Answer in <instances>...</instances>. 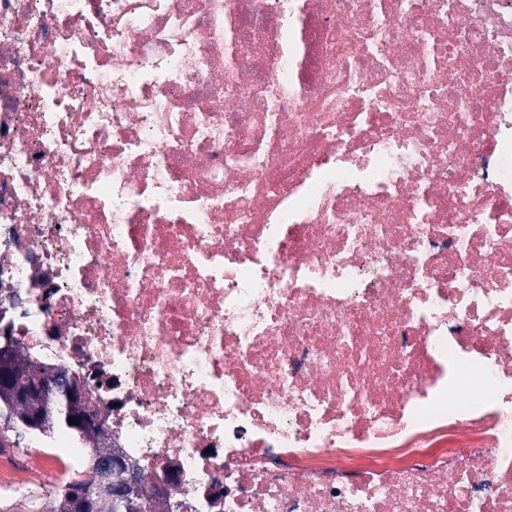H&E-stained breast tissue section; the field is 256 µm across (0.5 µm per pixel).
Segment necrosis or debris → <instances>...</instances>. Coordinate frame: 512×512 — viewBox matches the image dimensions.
<instances>
[{
  "label": "necrosis or debris",
  "mask_w": 512,
  "mask_h": 512,
  "mask_svg": "<svg viewBox=\"0 0 512 512\" xmlns=\"http://www.w3.org/2000/svg\"><path fill=\"white\" fill-rule=\"evenodd\" d=\"M7 342L163 512H512V0H0Z\"/></svg>",
  "instance_id": "necrosis-or-debris-1"
}]
</instances>
